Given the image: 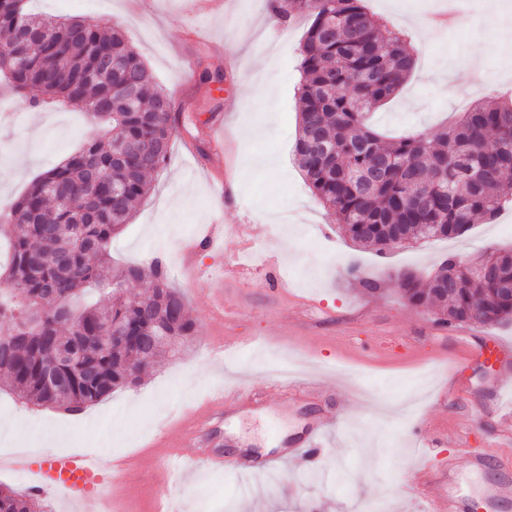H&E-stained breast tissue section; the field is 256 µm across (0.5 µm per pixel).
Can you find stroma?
Wrapping results in <instances>:
<instances>
[{
    "instance_id": "1",
    "label": "stroma",
    "mask_w": 512,
    "mask_h": 512,
    "mask_svg": "<svg viewBox=\"0 0 512 512\" xmlns=\"http://www.w3.org/2000/svg\"><path fill=\"white\" fill-rule=\"evenodd\" d=\"M449 0H366L387 30L401 21L419 25L447 17ZM452 25L425 35L416 64L398 94L379 107L372 124L386 137H434L476 102L512 90L501 75L512 54L489 15V0H456ZM47 16L105 19L147 64L155 86L172 95L175 136L167 162L133 219L112 240L114 264H144L159 256L169 281L185 296L197 336L180 358L157 365L134 388L112 392L82 415L15 402L0 390V448L15 452L0 465V484L33 487L31 468L87 445L108 446L110 466L99 478L110 490V512H153L168 495L174 512H414L403 497L416 459L413 431L421 417L447 422L477 455L499 452L493 391L504 385L512 406V363L483 364L482 342L512 344V322L495 326H440L432 311L410 306L396 275L428 276L448 255L471 259L512 248V208L489 224H474L448 240L413 242L379 254L355 245L313 196L294 162L299 100V48L308 16L281 24L268 0H221L204 9L198 0H28ZM226 76L211 92L203 70ZM458 73L460 89L447 82ZM87 113L71 107L33 108L0 98V214L30 182L95 138ZM223 226L220 245L202 243L207 229ZM279 260L284 293L264 271ZM380 281L369 293L346 268ZM248 266L237 276L235 266ZM240 310L227 318L225 306ZM241 351L221 355L225 337ZM474 357L460 367L455 346ZM295 364L296 376L325 385L316 395L285 391L287 374L275 359ZM461 369L463 393L450 404L425 395L399 413L421 377L439 380ZM242 400L225 402V388ZM197 419L192 434L182 424ZM324 434L316 450L284 456L314 424ZM184 457L193 469L156 484L155 442ZM276 460L277 482L254 504L263 475L244 476L221 466L236 448ZM135 467H126L128 459Z\"/></svg>"
}]
</instances>
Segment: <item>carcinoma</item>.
<instances>
[{
  "mask_svg": "<svg viewBox=\"0 0 512 512\" xmlns=\"http://www.w3.org/2000/svg\"><path fill=\"white\" fill-rule=\"evenodd\" d=\"M281 21L312 16L300 49V133L295 162L312 193L350 239L379 251L408 239H445L490 223L512 205V96L478 103L429 141L386 142L366 123L414 66L399 33H384L364 0H271ZM112 62L125 77L112 76ZM4 90L40 96L33 107L90 113L104 136L35 178L13 204L11 257L0 266V379L16 400L70 415L118 387L136 386L197 335L165 262L112 268L110 243L151 190L175 133L171 96L154 87L123 34L99 21L36 15L26 0H0ZM147 156L122 167L132 146ZM396 279L403 297L443 323L512 320V252L484 276L447 259L427 280ZM148 281L134 294L127 284ZM121 327L114 337L109 327ZM53 512L38 494L0 485V512Z\"/></svg>",
  "mask_w": 512,
  "mask_h": 512,
  "instance_id": "carcinoma-1",
  "label": "carcinoma"
}]
</instances>
